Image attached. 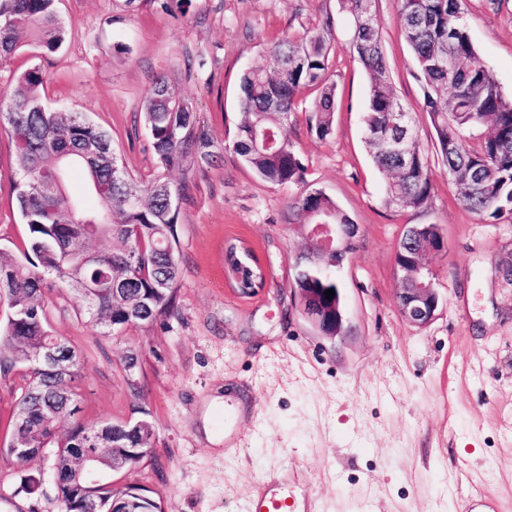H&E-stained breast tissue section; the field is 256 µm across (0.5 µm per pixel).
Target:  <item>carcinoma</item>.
Segmentation results:
<instances>
[{
    "mask_svg": "<svg viewBox=\"0 0 512 512\" xmlns=\"http://www.w3.org/2000/svg\"><path fill=\"white\" fill-rule=\"evenodd\" d=\"M58 0H0V61L8 60L26 38L51 55L66 40L57 13ZM373 0H340L353 30L351 51L366 71L370 92L363 131L372 160L388 181L384 202L398 210L423 207L433 191L428 150L411 128V159L403 161L387 150L393 111H409L393 90L387 72L380 28L363 21ZM465 0H396L402 38L410 48L416 77L423 83L424 111L434 128L436 147L465 208L497 220L512 215V100L505 98L492 71L473 45L464 20ZM39 66L17 78L16 98L0 124H7L21 173L15 184L18 211L27 226L24 260L0 257V293L6 295L10 317L0 335V378L25 368V385L16 398L15 413L24 417L14 426V442L22 448H50L54 489L63 512H163L146 489L108 480L112 459L125 471L140 467L148 447L138 431H118L92 437L94 427L78 419L80 408L73 382L78 358L69 343L52 334L45 293L54 288L74 292L76 312L108 333L114 324L135 326L155 321L173 307L180 279L176 252L179 191L157 176L147 183L133 181L110 136L77 112L40 108ZM320 90L311 102L309 127L324 139L332 132L336 86L328 76L326 31L287 35L274 44L266 66L241 78V120L232 149L264 182L287 186L304 181L305 167L288 138V122L300 94ZM141 119L162 168H193L209 162L192 144L195 113L169 81L158 78L142 105ZM81 173L98 201L90 208L66 191L67 180ZM291 207L302 224L351 223L328 195L302 194ZM96 243V259L82 260ZM252 256L228 249L227 270L245 287L254 277ZM343 257L323 253L314 238L306 239L296 257L294 287L318 309L321 333L336 335V299L340 290L336 269ZM334 290L333 298L325 291ZM62 348L71 353L67 364L53 369L36 358ZM72 419L71 429L57 436V424ZM79 448L92 450L85 460ZM42 477L20 476V490L42 494Z\"/></svg>",
    "mask_w": 512,
    "mask_h": 512,
    "instance_id": "cac0c4a2",
    "label": "carcinoma"
}]
</instances>
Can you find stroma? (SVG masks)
I'll return each instance as SVG.
<instances>
[{"label":"stroma","instance_id":"obj_1","mask_svg":"<svg viewBox=\"0 0 512 512\" xmlns=\"http://www.w3.org/2000/svg\"><path fill=\"white\" fill-rule=\"evenodd\" d=\"M68 31L43 57L25 46L0 62V103L40 66L45 107L79 112L109 133L130 175L179 188L181 279L174 311L101 335L73 310L71 291L47 295L54 335L80 354L79 419L147 417L152 452L112 475L161 501L165 512H244L267 475H288L302 512H512V215L492 221L463 207L440 164L420 209L383 202L384 178L364 143L368 79L350 51L338 0H58ZM387 70L413 110L426 147L435 133L402 39L395 0H375ZM473 44L512 98V0H466ZM326 29L336 85L333 131L308 126L309 91L288 137L303 183H265L232 151L241 75L263 67L275 42ZM166 75L197 114L211 166L160 169L139 113ZM15 154L0 128V255L18 259L27 228L15 206ZM322 190L359 226L338 271L340 337L320 335L294 293L305 246L292 198ZM435 224L439 307L426 326L398 304L396 248L406 225ZM247 247L264 274L242 296L225 273L229 244ZM138 364L126 370L123 354ZM21 374L0 380V512H60L52 485L19 489L5 449Z\"/></svg>","mask_w":512,"mask_h":512}]
</instances>
